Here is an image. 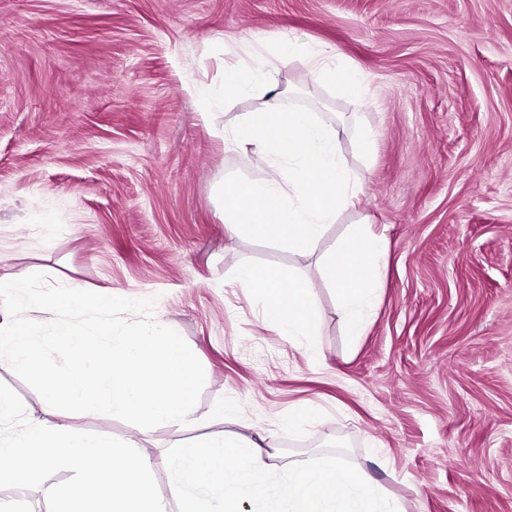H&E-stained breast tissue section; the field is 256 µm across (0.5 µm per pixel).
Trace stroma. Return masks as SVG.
Returning a JSON list of instances; mask_svg holds the SVG:
<instances>
[{"label":"stroma","instance_id":"35a3bbf8","mask_svg":"<svg viewBox=\"0 0 512 512\" xmlns=\"http://www.w3.org/2000/svg\"><path fill=\"white\" fill-rule=\"evenodd\" d=\"M288 35L368 89L314 83L302 53L277 75L288 105L345 123L362 187L321 250L353 224L388 239L356 339L314 258L224 228L219 185L271 173L224 146L260 104L222 96L224 70ZM244 263L313 281L319 363L264 325ZM35 272L155 298L201 361L193 429L67 416L134 440L167 512V450L220 430L225 405L236 433L275 434L279 469L343 438L398 512H512V0H0V277Z\"/></svg>","mask_w":512,"mask_h":512}]
</instances>
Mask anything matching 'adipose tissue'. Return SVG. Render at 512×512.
Here are the masks:
<instances>
[{
  "mask_svg": "<svg viewBox=\"0 0 512 512\" xmlns=\"http://www.w3.org/2000/svg\"><path fill=\"white\" fill-rule=\"evenodd\" d=\"M286 42L280 55L252 66L232 67L224 76L225 93L259 90L264 100L225 129L224 143L250 147L261 161L283 159L288 175L222 186L224 222L237 236L255 234L286 247L299 257L311 256L339 211L352 206L361 193L342 158L339 140L344 126L332 125L306 109L285 107L275 91V75L284 57L293 55ZM336 50L324 47L308 54L314 82H340L347 94L361 98L364 79L355 67L337 68ZM387 253L382 236L364 225L349 228L345 239L323 257V276L336 293L345 333L359 337L367 325V309L377 298L379 262ZM250 285L264 303L265 324L283 336L314 335L318 308L311 280L279 267L242 264L235 275Z\"/></svg>",
  "mask_w": 512,
  "mask_h": 512,
  "instance_id": "ef3b65f1",
  "label": "adipose tissue"
}]
</instances>
